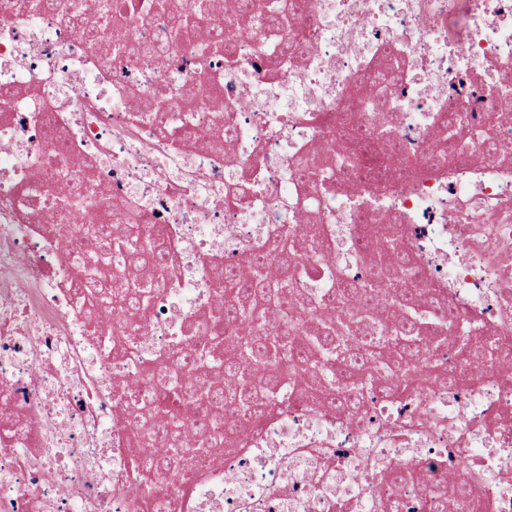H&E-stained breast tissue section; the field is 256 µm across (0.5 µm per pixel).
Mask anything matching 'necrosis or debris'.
<instances>
[{
    "label": "necrosis or debris",
    "mask_w": 512,
    "mask_h": 512,
    "mask_svg": "<svg viewBox=\"0 0 512 512\" xmlns=\"http://www.w3.org/2000/svg\"><path fill=\"white\" fill-rule=\"evenodd\" d=\"M68 10L94 16L105 38L169 39L157 0H137L127 19L100 0ZM205 39L104 69L105 39H84L41 0L0 10V87L13 92L0 106V412L16 420L0 423V512H381L393 501L430 512L422 484H390L398 467L432 483L478 469L454 512H512V384L494 370L403 399L375 389L354 416L290 397L183 483L136 492L121 385L146 387L145 361L175 357L206 321L215 269L282 228L320 232L312 273L292 287L333 316L391 333L369 306L334 302L337 273L368 278L367 229L423 271L406 287L477 322L512 362V149L487 154L476 136L494 114L512 145V0H303L274 32L247 15L230 63L216 45L197 54ZM161 83L176 125L164 139L145 109ZM50 116L65 140L49 134ZM217 123L232 133L220 150L208 145ZM451 139L464 161L438 157ZM356 143L394 182L343 179ZM303 169L332 176L312 193ZM131 218L141 240L169 243L166 288L139 317L116 315L110 299L83 313L77 273L110 282L121 266L96 257L93 229ZM127 336L135 354L108 351Z\"/></svg>",
    "instance_id": "necrosis-or-debris-1"
}]
</instances>
